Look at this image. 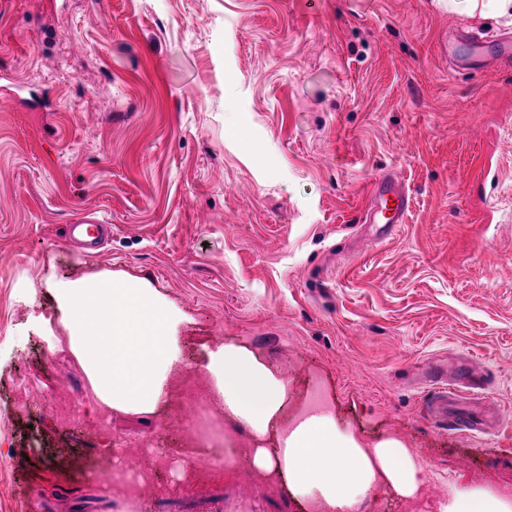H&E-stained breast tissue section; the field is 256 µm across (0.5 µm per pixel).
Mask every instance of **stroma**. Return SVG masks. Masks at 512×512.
<instances>
[{
  "instance_id": "stroma-1",
  "label": "stroma",
  "mask_w": 512,
  "mask_h": 512,
  "mask_svg": "<svg viewBox=\"0 0 512 512\" xmlns=\"http://www.w3.org/2000/svg\"><path fill=\"white\" fill-rule=\"evenodd\" d=\"M512 16L447 0H0V512H304L248 430L185 393L203 347L424 462L419 498L512 497V69L443 44ZM490 165L495 183L479 173ZM402 175L396 232L357 221ZM106 221L91 251L65 227ZM147 282L182 314L162 412L92 409L53 282ZM55 320L57 350L29 325ZM488 379L491 434L430 413L441 366Z\"/></svg>"
}]
</instances>
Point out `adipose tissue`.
<instances>
[{
  "instance_id": "1",
  "label": "adipose tissue",
  "mask_w": 512,
  "mask_h": 512,
  "mask_svg": "<svg viewBox=\"0 0 512 512\" xmlns=\"http://www.w3.org/2000/svg\"><path fill=\"white\" fill-rule=\"evenodd\" d=\"M54 294L95 402L114 411L155 413L165 402L168 375L181 362L179 310L147 283L109 274L57 282ZM198 371L226 417L266 436L286 398L282 380L232 344L205 350ZM252 462L313 512H349L384 486L415 497L424 472L418 454L400 441L364 447L324 413L286 428L279 448L253 449ZM440 512H512V499L485 489L456 491Z\"/></svg>"
}]
</instances>
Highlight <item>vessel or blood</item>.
I'll use <instances>...</instances> for the list:
<instances>
[{
  "mask_svg": "<svg viewBox=\"0 0 512 512\" xmlns=\"http://www.w3.org/2000/svg\"><path fill=\"white\" fill-rule=\"evenodd\" d=\"M463 42L468 43L473 53H481L486 42L499 47V58L512 62V37L499 35L485 40L476 30L462 34ZM411 208L408 188L397 170L391 169L375 176L371 182L368 202L363 210L361 221L365 224H379L385 233H393L400 224L406 223ZM439 409L437 419L452 430L484 431L485 423L466 410L463 405L454 403L446 394H438Z\"/></svg>",
  "mask_w": 512,
  "mask_h": 512,
  "instance_id": "b4317fda",
  "label": "vessel or blood"
}]
</instances>
